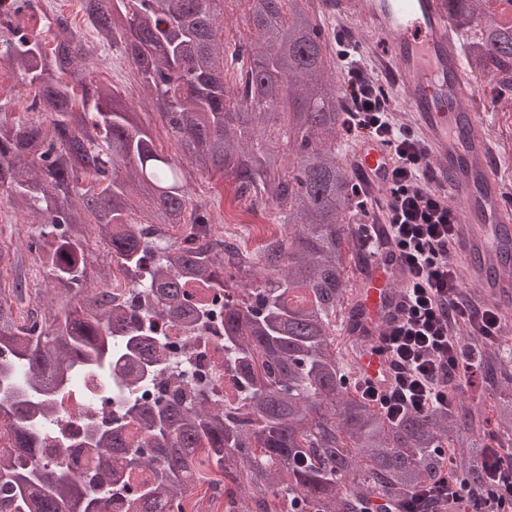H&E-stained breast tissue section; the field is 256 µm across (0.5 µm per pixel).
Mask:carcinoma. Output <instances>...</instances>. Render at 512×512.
<instances>
[{
	"label": "carcinoma",
	"mask_w": 512,
	"mask_h": 512,
	"mask_svg": "<svg viewBox=\"0 0 512 512\" xmlns=\"http://www.w3.org/2000/svg\"><path fill=\"white\" fill-rule=\"evenodd\" d=\"M215 0H86L102 52L131 57L142 89L184 161L158 149L122 95L95 83L94 54L57 21L54 47L20 34L4 44L10 73L28 88L26 116L0 101V188L38 217L26 248L41 261L36 289L0 283V512H106L122 477L138 478L136 512H182L186 492L217 469L240 492L228 512H393L451 468L478 486L484 418L465 389L451 409L390 421L347 385L365 209L344 138L341 61L314 0H248L254 39L218 36ZM466 75L512 103V0H446ZM231 176L235 196L274 210L283 231L245 255L215 237L211 209L193 201L185 163ZM150 221L132 218L136 199ZM110 260L93 263L91 245ZM150 269L140 291L153 312L176 314L191 285L239 284L224 299V352L243 367L244 411L213 407L191 388L151 397L156 350L140 338L149 312L113 305L112 259ZM50 299L16 315L8 297ZM140 363L133 399L112 427L77 444L96 472L62 462L40 468L35 420L50 415L73 369L105 374ZM486 384H512V358L484 355ZM493 429L512 437V401Z\"/></svg>",
	"instance_id": "1"
}]
</instances>
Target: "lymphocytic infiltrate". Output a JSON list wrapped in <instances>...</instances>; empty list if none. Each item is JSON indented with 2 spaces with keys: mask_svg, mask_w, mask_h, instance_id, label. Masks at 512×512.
<instances>
[{
  "mask_svg": "<svg viewBox=\"0 0 512 512\" xmlns=\"http://www.w3.org/2000/svg\"><path fill=\"white\" fill-rule=\"evenodd\" d=\"M340 56L349 91L348 132L368 134L387 144L392 154L382 223L361 225V242L373 252L388 246L403 266L401 315L380 334L394 380L385 390L367 384L358 391L392 420L446 409L479 371L482 350L497 344L499 313L464 296L451 253L457 214L446 189L434 185L415 130L396 122L389 100L377 92V76L368 73L355 48L344 45ZM461 326L470 342L459 339ZM417 497L465 502L471 512H512V450L492 449L480 487L451 471Z\"/></svg>",
  "mask_w": 512,
  "mask_h": 512,
  "instance_id": "obj_1",
  "label": "lymphocytic infiltrate"
}]
</instances>
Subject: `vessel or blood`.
<instances>
[{"label":"vessel or blood","mask_w":512,"mask_h":512,"mask_svg":"<svg viewBox=\"0 0 512 512\" xmlns=\"http://www.w3.org/2000/svg\"><path fill=\"white\" fill-rule=\"evenodd\" d=\"M337 15L380 42L377 64L393 82L397 102L411 112L438 181L449 188L458 215L451 249L468 262V281L486 289L492 305L512 303V201L490 166L491 147L480 113L467 110L463 64L448 34L445 0H336ZM354 162L369 191L385 190L387 145L361 135ZM396 256L374 259L357 290V331L368 338L352 355V374L378 388L391 382L379 328L399 314L392 289Z\"/></svg>","instance_id":"b4317fda"}]
</instances>
